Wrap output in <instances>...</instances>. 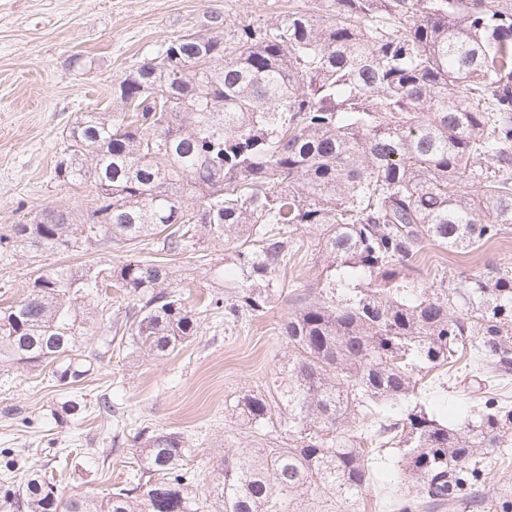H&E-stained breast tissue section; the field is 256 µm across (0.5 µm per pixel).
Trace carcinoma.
I'll return each mask as SVG.
<instances>
[{"label":"carcinoma","mask_w":512,"mask_h":512,"mask_svg":"<svg viewBox=\"0 0 512 512\" xmlns=\"http://www.w3.org/2000/svg\"><path fill=\"white\" fill-rule=\"evenodd\" d=\"M55 168L91 183L92 206L44 209L0 233L30 253L141 246L110 268L46 264L0 308V367L48 371L75 387L112 350L166 356L211 312H261L272 275L312 231L314 297L278 324L288 344L284 411L244 394L233 414L288 425L282 448H240L201 473L190 439L133 435L138 469L99 499H62L38 474L0 484L12 512H284L323 486L357 501L376 451L402 449L412 496L395 512L453 507L512 447V407L486 390L458 429L414 400L426 374L512 377V272L468 287L414 277L421 250L478 248L512 232V0H320L237 36L186 33L112 83V110L83 112ZM205 234L233 250L201 307L177 290V256ZM126 304L104 316L110 289ZM99 324L97 347L83 331Z\"/></svg>","instance_id":"1"}]
</instances>
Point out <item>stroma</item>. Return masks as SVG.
I'll return each instance as SVG.
<instances>
[{
  "mask_svg": "<svg viewBox=\"0 0 512 512\" xmlns=\"http://www.w3.org/2000/svg\"><path fill=\"white\" fill-rule=\"evenodd\" d=\"M307 0H0V228L19 224L42 209L91 206V184L65 187L54 168L65 153L66 132L83 112L105 108L112 81L125 68L150 57L160 41L184 33L222 27L232 37L242 27L264 25L270 18ZM88 66H72L73 55ZM302 246L289 251L274 275L265 309L238 319H207L193 342L163 357L113 355L81 385L85 403L78 414L54 419L65 396L51 379L22 368L0 371V448H18L17 477L33 472L53 477L63 495L100 497L121 486L136 466L131 444L111 445L112 420L94 404L108 394L124 411L132 429L177 431L196 449L202 471L218 465L225 453L288 438L277 424L255 430L235 419L232 406L243 394L261 393L280 404L287 381L282 373L288 348L277 324L294 298L315 286L321 271L315 235L300 230ZM111 249L31 256L19 249L0 257V306L22 298L29 278L43 262L60 265L97 263L107 268L125 260ZM223 248L205 243L186 249L175 260L179 287L193 298H207L205 269L221 265ZM512 265V235L467 253L430 245L416 264L419 282L442 275L485 272L489 265ZM479 398L448 380L428 381L421 402L438 420L460 424ZM32 416L33 428L17 427L9 411ZM398 449L380 450L375 480L356 512H383L384 503L408 487L397 467ZM494 482L473 487L481 508L462 504L451 512H502L512 503V447L495 466Z\"/></svg>",
  "mask_w": 512,
  "mask_h": 512,
  "instance_id": "35a3bbf8",
  "label": "stroma"
}]
</instances>
